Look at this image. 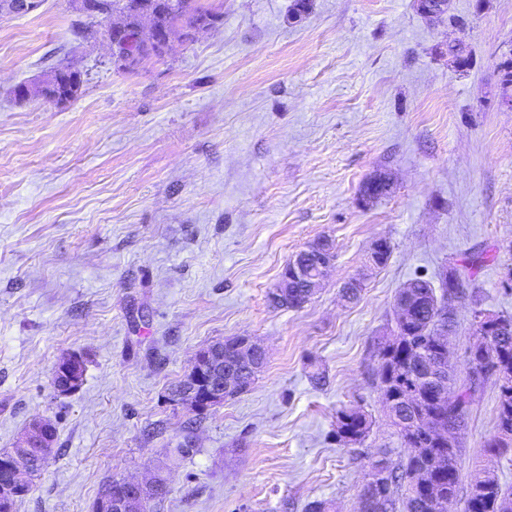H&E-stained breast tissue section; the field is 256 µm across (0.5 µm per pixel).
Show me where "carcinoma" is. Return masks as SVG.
<instances>
[{
  "label": "carcinoma",
  "instance_id": "1",
  "mask_svg": "<svg viewBox=\"0 0 512 512\" xmlns=\"http://www.w3.org/2000/svg\"><path fill=\"white\" fill-rule=\"evenodd\" d=\"M157 10L155 27L174 31L180 26L187 30L200 22H215L217 16L207 10L200 0H153ZM502 97L512 88V57L497 67ZM83 84L81 75L58 62L46 77V86L39 88L41 97L59 102V97L73 99ZM409 304L407 319L400 324L402 336L396 341L386 336L377 338V353L388 375H379L377 383L391 382L395 404L388 413L391 426L406 425L397 431L405 458L394 462L386 455L378 456L373 464L388 472V483L361 501L363 512H440L441 502L458 496L460 467L458 443L453 440L440 445L415 425L416 401L425 411L451 425L460 417L459 411L469 413L476 388L487 377L498 383L496 430L487 448L498 455L512 452V316H501L503 335L486 337L485 347L477 352L466 349L464 363L469 375L459 385L454 379L455 363L449 350L436 348V334L445 321L448 308V284L435 288L429 280L412 279L400 289ZM444 366L443 380L456 392V404L450 408L433 402L438 391L437 373L426 377V366ZM372 421L361 408L341 407L336 411V435L348 433V441H358L368 435ZM465 512H512V487L502 484L496 470L490 467L474 469L470 474Z\"/></svg>",
  "mask_w": 512,
  "mask_h": 512
}]
</instances>
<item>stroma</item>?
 <instances>
[{
  "instance_id": "1",
  "label": "stroma",
  "mask_w": 512,
  "mask_h": 512,
  "mask_svg": "<svg viewBox=\"0 0 512 512\" xmlns=\"http://www.w3.org/2000/svg\"><path fill=\"white\" fill-rule=\"evenodd\" d=\"M218 21L160 59L113 66L70 0L0 18V451L50 420L56 450L14 512H93L105 484L167 466L153 512H357L380 451L406 450L376 391L374 340L396 293L485 249L483 307L512 316V0H203ZM463 40L469 68L448 45ZM82 74L55 106L15 98L58 61ZM389 195L364 205L374 174ZM336 260L300 309L269 293L320 238ZM386 239L383 266L370 261ZM364 281L356 302L342 285ZM249 336L266 365L204 415L169 395L200 349ZM84 382L51 385L62 357ZM323 384L310 379L313 369ZM498 387L458 434L469 475L489 459ZM371 417L337 444L336 411ZM195 451L172 452L185 434Z\"/></svg>"
}]
</instances>
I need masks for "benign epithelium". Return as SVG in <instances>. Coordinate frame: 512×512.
Segmentation results:
<instances>
[{
    "instance_id": "obj_1",
    "label": "benign epithelium",
    "mask_w": 512,
    "mask_h": 512,
    "mask_svg": "<svg viewBox=\"0 0 512 512\" xmlns=\"http://www.w3.org/2000/svg\"><path fill=\"white\" fill-rule=\"evenodd\" d=\"M103 38L111 50L112 64L125 68L138 63L143 56H164L171 41L169 32L154 34L151 41L141 44V35L121 24L106 28ZM319 255L313 267L307 268L294 257L284 267L277 285V298L288 300V280L300 281L313 293L325 278L335 259L333 244L321 240L312 244ZM239 353L238 367L228 375L224 374V358L221 348L213 343L197 352L191 368L179 381V387L172 390V400L189 406L198 414H206L214 407L223 404L230 393L247 387L250 379L259 372L254 356L263 352L262 347L249 336L231 338ZM28 444L0 452V512H12V503L29 486L35 476L45 467L55 451L51 443H41L37 460L28 457ZM156 481L139 482L127 478H115L112 490L105 491L98 499L95 512H135L145 508L152 501Z\"/></svg>"
}]
</instances>
